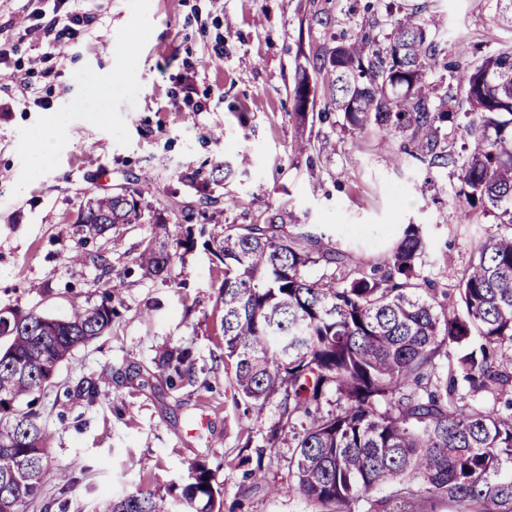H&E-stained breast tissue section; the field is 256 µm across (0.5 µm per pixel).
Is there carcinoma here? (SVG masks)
Here are the masks:
<instances>
[{"label":"carcinoma","mask_w":512,"mask_h":512,"mask_svg":"<svg viewBox=\"0 0 512 512\" xmlns=\"http://www.w3.org/2000/svg\"><path fill=\"white\" fill-rule=\"evenodd\" d=\"M425 9L389 2V34L365 27L298 72L295 119L305 123L314 78L343 130L399 138L400 153L429 171L455 168L464 215L491 214L507 232L482 245L454 293L416 273L430 246L420 224L405 227L384 265L317 279L307 269L334 262L333 250L287 231L281 206L212 234L188 213L151 205L129 179L87 198L73 224L84 242L112 234L114 251L119 226L149 225L132 262L163 283L175 258L199 246L223 265L217 303L233 398L246 405L241 429L251 432L278 400L268 442L284 435L294 454L293 481L276 492H298L321 512H357L363 502L367 512H428L435 501L448 512H512V42L493 54L463 41L445 49ZM491 21L512 32V0H495ZM439 70L447 77L436 81ZM449 121L467 137L459 152L448 148ZM233 175L224 162L202 178L183 175L199 181L197 208L211 222L235 205L212 190ZM119 294L110 282L100 304L74 302L65 317L0 309V512H28L45 484L70 482V467L47 459L37 394L74 349L112 326ZM452 350L455 359L440 363ZM157 364L172 383L192 378L187 348L159 352ZM461 386L495 396L494 405L466 401ZM213 481L196 460L169 486L172 500L136 489L95 512H221ZM382 488L390 493L370 499Z\"/></svg>","instance_id":"1"}]
</instances>
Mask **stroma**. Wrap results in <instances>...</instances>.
<instances>
[{"mask_svg":"<svg viewBox=\"0 0 512 512\" xmlns=\"http://www.w3.org/2000/svg\"><path fill=\"white\" fill-rule=\"evenodd\" d=\"M386 2L83 0L92 23L55 48L43 32L64 19L53 0H0V40L16 45L0 65V308L62 317L72 298L97 305L107 280L123 284L111 329L73 351L40 401L52 463L86 466L66 494L45 487L52 512H94L100 498L137 488L164 495L196 459L213 472L223 512H318L300 495L269 491L291 478L292 449L267 443L277 408L267 407L251 432L239 428L244 407L224 364L217 260L196 249L175 260L164 283L130 271L147 227H121L120 255L106 239L81 244L71 226L90 192L134 178L147 201L192 208L196 192L181 173L229 163L236 174L215 192L237 205L220 223L286 207L298 232L340 253L336 264L311 266L314 279L359 260L383 262L406 225L422 224L430 249L416 270L452 289L479 245L503 233L493 216L464 219L453 169L429 174L412 159L395 161L399 140L385 146L344 132L336 113L298 130L296 69L332 35L353 37L371 19L386 30ZM428 5L449 41L491 53L507 38L490 22L494 0ZM51 122L67 137L47 156L32 155L28 144ZM300 133L330 135L335 153L295 154ZM79 249L88 262L71 263ZM162 345L191 351V381L169 386L153 363ZM86 380L101 387L92 404L80 391ZM245 456L260 459L261 479L242 465Z\"/></svg>","mask_w":512,"mask_h":512,"instance_id":"stroma-1","label":"stroma"}]
</instances>
